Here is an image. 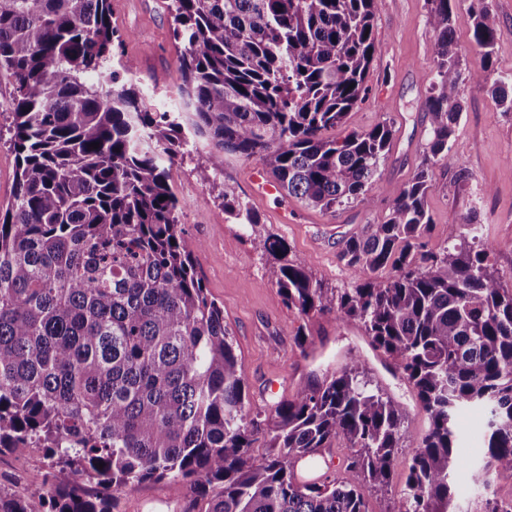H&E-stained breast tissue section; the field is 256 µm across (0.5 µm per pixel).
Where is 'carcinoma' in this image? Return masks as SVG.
I'll return each mask as SVG.
<instances>
[{"instance_id": "carcinoma-1", "label": "carcinoma", "mask_w": 512, "mask_h": 512, "mask_svg": "<svg viewBox=\"0 0 512 512\" xmlns=\"http://www.w3.org/2000/svg\"><path fill=\"white\" fill-rule=\"evenodd\" d=\"M378 0H171L181 83L175 112H150L112 53L110 0H0V81L14 87L16 194L0 214V454L49 459L0 512H117L148 481L189 486L185 512H368L390 484L406 408L368 387L358 359L269 412L246 409L242 365L194 264L172 166L202 145L201 166L255 161L280 190L326 213L370 202L389 150L385 121L327 135L364 98ZM436 59L427 151L385 219L339 259L360 278L339 293L314 281L285 239L224 187V212L252 230L288 308L359 323L402 370L428 416L407 460L401 512H450V474L512 477V291L478 228L433 225L432 169L458 162L462 112L456 25L491 58L486 0H427ZM492 95L512 112V86ZM99 143V148L90 147ZM166 200L161 201L159 197ZM391 275L378 276L382 268ZM486 416L485 461L457 453L454 418ZM266 452L251 453L254 436ZM344 439L343 475L299 483L293 460Z\"/></svg>"}]
</instances>
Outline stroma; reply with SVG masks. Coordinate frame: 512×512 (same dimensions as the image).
Segmentation results:
<instances>
[{"mask_svg": "<svg viewBox=\"0 0 512 512\" xmlns=\"http://www.w3.org/2000/svg\"><path fill=\"white\" fill-rule=\"evenodd\" d=\"M169 0H112V22L123 38L115 57L134 60L133 82L145 106L173 108L180 74L172 37ZM497 37L492 57L476 47L467 24L456 39L463 49L459 96L463 110L450 141L459 165L434 168L428 202L433 225L425 249L446 242V225L475 216L492 248L496 276L512 289V112L503 111L491 94L494 84L512 77V0H491ZM376 51L366 76L368 93L350 114L348 126L366 130L389 121L390 150L369 189L370 204L354 203L324 213L289 199L288 220H281L273 200L255 195L249 184L251 162L231 159L215 173L204 170L198 154L176 160L173 187L181 203L186 234L199 243L196 269L208 294L224 308L242 365L250 412L267 411L292 397L308 380L339 370L359 358L372 386L402 402L407 417L398 450L400 462L387 490L369 491V512H399L407 467L427 429L426 414L393 360L375 350L361 325L334 316L301 314L288 308L268 279L265 256L251 242L250 228L224 212L221 194L233 187L261 219L262 231L285 238L293 256L304 261L323 287H353L354 274L340 261L346 239L366 225L380 223L396 192L416 172L428 143L424 101L429 94L435 39L427 24L426 0H380L374 19ZM481 84H474L473 76ZM306 345H299V336ZM46 470L42 449L22 456L0 454V490L28 494ZM453 512H480L488 498L512 496V482L474 483L464 470L454 471ZM186 492L166 481L146 482L122 501L123 512H183Z\"/></svg>", "mask_w": 512, "mask_h": 512, "instance_id": "35a3bbf8", "label": "stroma"}]
</instances>
